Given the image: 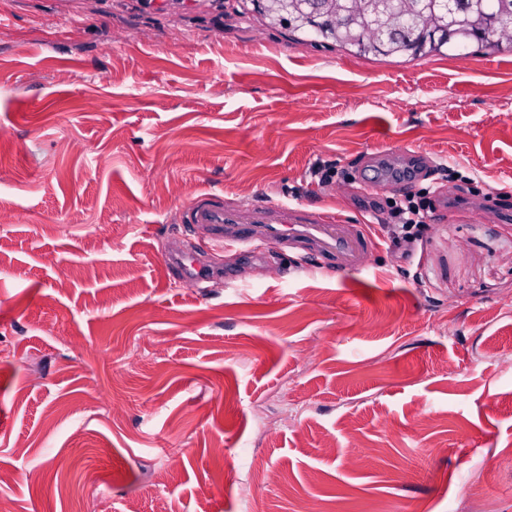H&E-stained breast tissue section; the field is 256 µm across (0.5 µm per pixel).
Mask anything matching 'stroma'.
<instances>
[{
	"label": "stroma",
	"instance_id": "35a3bbf8",
	"mask_svg": "<svg viewBox=\"0 0 512 512\" xmlns=\"http://www.w3.org/2000/svg\"><path fill=\"white\" fill-rule=\"evenodd\" d=\"M237 0H0V495L18 512H512V51L366 62ZM422 150L429 218L338 275L180 210L330 206ZM319 159L332 185L311 184ZM202 255L195 288L165 253ZM179 456L165 472L164 452Z\"/></svg>",
	"mask_w": 512,
	"mask_h": 512
}]
</instances>
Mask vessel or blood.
<instances>
[{
    "label": "vessel or blood",
    "instance_id": "obj_1",
    "mask_svg": "<svg viewBox=\"0 0 512 512\" xmlns=\"http://www.w3.org/2000/svg\"><path fill=\"white\" fill-rule=\"evenodd\" d=\"M399 164L389 163L385 151H378L367 170L363 184L372 192H401L420 179L422 151L403 152ZM183 223L205 229L217 246H246L260 241L289 244L308 249L323 268L341 275L361 271L373 249L372 240L358 225L340 219L330 211H312L303 205L265 200L243 204H224L215 195L203 193L193 199L181 213ZM167 263L176 267L185 280L201 283L214 271L197 258L169 255Z\"/></svg>",
    "mask_w": 512,
    "mask_h": 512
}]
</instances>
